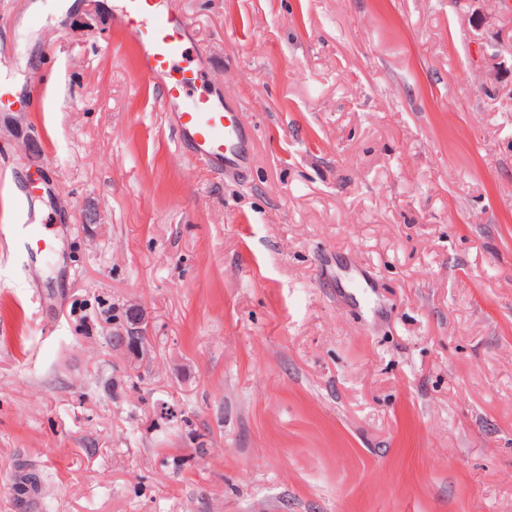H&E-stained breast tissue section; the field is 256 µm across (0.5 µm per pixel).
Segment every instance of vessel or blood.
I'll use <instances>...</instances> for the list:
<instances>
[{"mask_svg": "<svg viewBox=\"0 0 512 512\" xmlns=\"http://www.w3.org/2000/svg\"><path fill=\"white\" fill-rule=\"evenodd\" d=\"M114 15L116 29L136 48L141 77L161 79L160 107L170 116L179 141L199 160L218 163L225 172L245 167L250 159L248 122L239 108L199 91L205 70L187 58L185 17L170 11L164 0H120ZM16 213L12 230L24 248L43 247L44 225L28 217L25 204H18Z\"/></svg>", "mask_w": 512, "mask_h": 512, "instance_id": "b4317fda", "label": "vessel or blood"}]
</instances>
